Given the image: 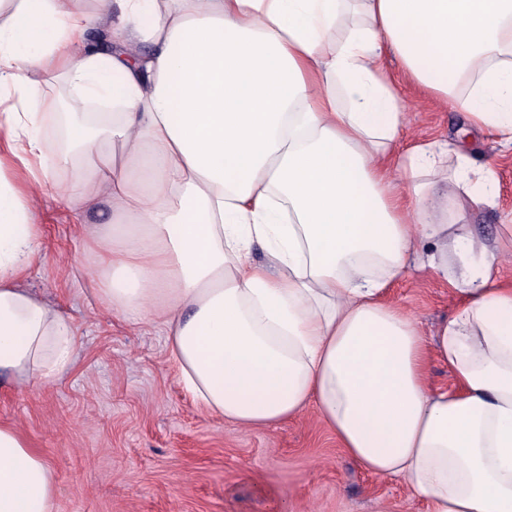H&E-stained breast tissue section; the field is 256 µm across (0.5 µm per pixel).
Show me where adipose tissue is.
Returning <instances> with one entry per match:
<instances>
[{"instance_id": "adipose-tissue-1", "label": "adipose tissue", "mask_w": 512, "mask_h": 512, "mask_svg": "<svg viewBox=\"0 0 512 512\" xmlns=\"http://www.w3.org/2000/svg\"><path fill=\"white\" fill-rule=\"evenodd\" d=\"M117 3L20 0L0 21V377L49 382L75 355L71 319L23 284L42 229L9 175L44 164L40 82L60 72L74 108L112 104L70 127L58 159L82 171L68 199L112 204L82 228L94 294L164 336L199 408L252 428L312 407L428 512H512V286L430 180L451 170L484 204L496 172L470 179L433 140L396 153L407 114L381 66L396 54L408 85L512 145V0ZM411 265L462 299L432 341L385 301ZM433 356L451 388L429 387ZM56 493L0 425V512H53Z\"/></svg>"}]
</instances>
